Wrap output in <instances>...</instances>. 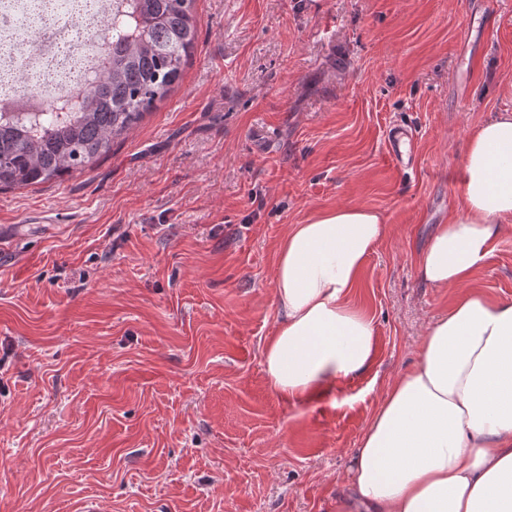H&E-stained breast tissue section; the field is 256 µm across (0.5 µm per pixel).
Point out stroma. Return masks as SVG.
I'll return each mask as SVG.
<instances>
[{
    "mask_svg": "<svg viewBox=\"0 0 512 512\" xmlns=\"http://www.w3.org/2000/svg\"><path fill=\"white\" fill-rule=\"evenodd\" d=\"M494 8L477 47L478 0H195L164 100L85 170L0 190V512H342L387 382L455 300L419 264L468 134L512 111ZM339 205L387 226L350 295L375 365L285 399L262 368L277 246ZM468 286L512 303V223ZM388 152L397 169L414 165L415 134L403 126H392L388 136ZM404 145V150L402 146Z\"/></svg>",
    "mask_w": 512,
    "mask_h": 512,
    "instance_id": "obj_1",
    "label": "stroma"
}]
</instances>
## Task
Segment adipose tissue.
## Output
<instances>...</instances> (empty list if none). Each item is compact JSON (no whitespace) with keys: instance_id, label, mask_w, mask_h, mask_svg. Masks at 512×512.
I'll use <instances>...</instances> for the list:
<instances>
[{"instance_id":"obj_1","label":"adipose tissue","mask_w":512,"mask_h":512,"mask_svg":"<svg viewBox=\"0 0 512 512\" xmlns=\"http://www.w3.org/2000/svg\"><path fill=\"white\" fill-rule=\"evenodd\" d=\"M462 203L438 225L420 271L456 290L430 322L419 357L390 381L349 470L347 512H512V303L466 290L512 223V113L466 140ZM382 215L341 205L294 225L278 247L275 299L282 311L263 372L299 399L370 370L375 324L347 295L384 235Z\"/></svg>"}]
</instances>
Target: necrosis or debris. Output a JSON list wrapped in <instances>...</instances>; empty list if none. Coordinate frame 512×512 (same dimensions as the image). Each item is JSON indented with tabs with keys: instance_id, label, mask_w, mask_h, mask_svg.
Returning <instances> with one entry per match:
<instances>
[{
	"instance_id": "obj_1",
	"label": "necrosis or debris",
	"mask_w": 512,
	"mask_h": 512,
	"mask_svg": "<svg viewBox=\"0 0 512 512\" xmlns=\"http://www.w3.org/2000/svg\"><path fill=\"white\" fill-rule=\"evenodd\" d=\"M39 2L0 0V102L15 99L23 89L36 106L69 96L86 88L104 61L89 33L111 15L112 0H48L46 10ZM22 30L43 39L38 52L19 47Z\"/></svg>"
}]
</instances>
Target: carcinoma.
<instances>
[{"label": "carcinoma", "mask_w": 512, "mask_h": 512, "mask_svg": "<svg viewBox=\"0 0 512 512\" xmlns=\"http://www.w3.org/2000/svg\"><path fill=\"white\" fill-rule=\"evenodd\" d=\"M194 0H113L101 73L39 112H0V189L82 171L130 132L182 77L194 48Z\"/></svg>", "instance_id": "obj_1"}]
</instances>
